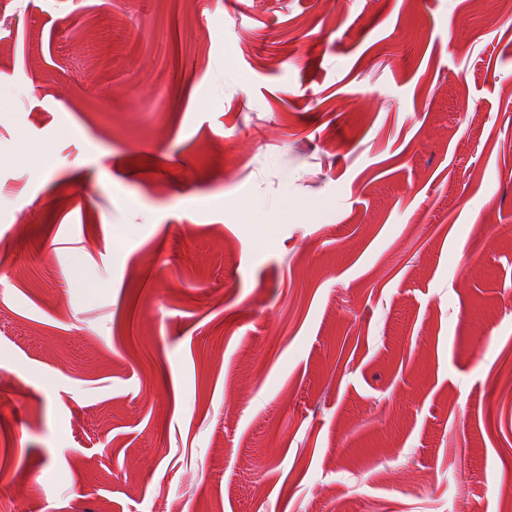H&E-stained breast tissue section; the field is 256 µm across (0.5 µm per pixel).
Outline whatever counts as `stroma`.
Returning <instances> with one entry per match:
<instances>
[{"mask_svg":"<svg viewBox=\"0 0 512 512\" xmlns=\"http://www.w3.org/2000/svg\"><path fill=\"white\" fill-rule=\"evenodd\" d=\"M12 6L0 512H494L500 0Z\"/></svg>","mask_w":512,"mask_h":512,"instance_id":"35a3bbf8","label":"stroma"}]
</instances>
